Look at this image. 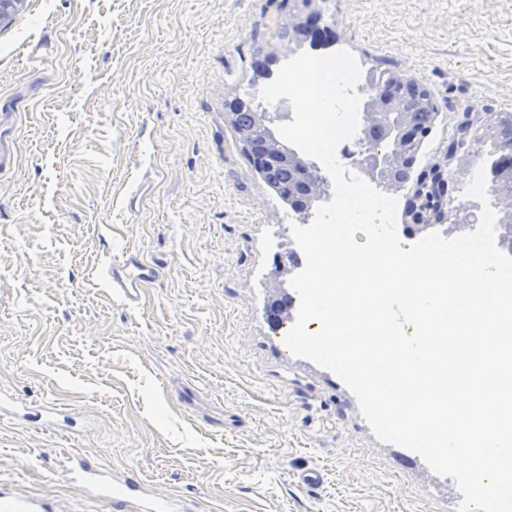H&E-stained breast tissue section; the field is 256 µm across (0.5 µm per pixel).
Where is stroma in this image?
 <instances>
[{
  "label": "stroma",
  "mask_w": 512,
  "mask_h": 512,
  "mask_svg": "<svg viewBox=\"0 0 512 512\" xmlns=\"http://www.w3.org/2000/svg\"><path fill=\"white\" fill-rule=\"evenodd\" d=\"M280 0H25L0 24V113L15 164L0 174V482L54 512H112L65 472L71 454L135 471L203 512H456L452 478L379 442L332 371L294 357L267 304L292 239L224 118L260 93L252 63L309 51L278 41ZM329 28L321 53L414 79L439 116L419 158L512 112V0H305ZM47 38L52 55L30 59ZM448 167L450 238L479 222ZM142 189L137 207L129 193ZM126 246L162 269L142 306L102 271ZM199 390L193 412L175 391ZM320 468L322 486L296 477Z\"/></svg>",
  "instance_id": "1"
}]
</instances>
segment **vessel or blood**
Segmentation results:
<instances>
[{
	"label": "vessel or blood",
	"instance_id": "b4317fda",
	"mask_svg": "<svg viewBox=\"0 0 512 512\" xmlns=\"http://www.w3.org/2000/svg\"><path fill=\"white\" fill-rule=\"evenodd\" d=\"M105 276L113 296L125 306L135 308L141 303L142 289L159 279L160 270L140 251L128 249L112 261ZM69 462L86 485L111 503L112 512H186L182 498L175 494H154L134 473L128 472L113 480L106 469L80 456H71ZM0 505L5 506L7 512H51L44 498L16 495L1 487Z\"/></svg>",
	"mask_w": 512,
	"mask_h": 512
}]
</instances>
